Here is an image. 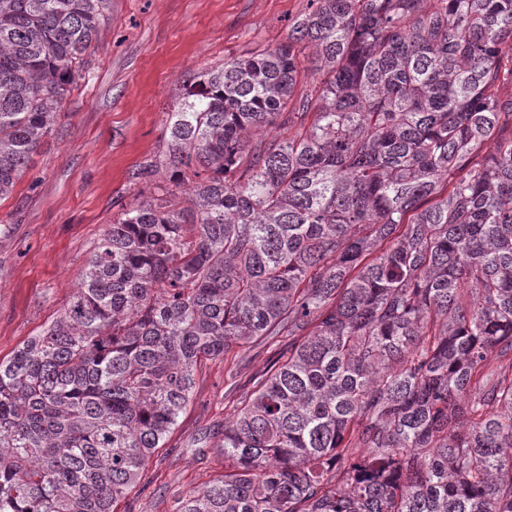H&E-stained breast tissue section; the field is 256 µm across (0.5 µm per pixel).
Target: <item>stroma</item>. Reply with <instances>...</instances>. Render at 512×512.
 Listing matches in <instances>:
<instances>
[{"instance_id":"obj_1","label":"stroma","mask_w":512,"mask_h":512,"mask_svg":"<svg viewBox=\"0 0 512 512\" xmlns=\"http://www.w3.org/2000/svg\"><path fill=\"white\" fill-rule=\"evenodd\" d=\"M307 0H112L89 76L68 98L33 167L0 203V359L39 334L68 302L119 204L137 193V164L162 149L165 114L184 80L225 55L285 41ZM287 338L244 357L206 362L193 399L150 461L148 488L116 512H168L224 473L218 448L194 439L223 425L232 400Z\"/></svg>"}]
</instances>
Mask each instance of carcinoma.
<instances>
[{
    "label": "carcinoma",
    "mask_w": 512,
    "mask_h": 512,
    "mask_svg": "<svg viewBox=\"0 0 512 512\" xmlns=\"http://www.w3.org/2000/svg\"><path fill=\"white\" fill-rule=\"evenodd\" d=\"M110 3L0 0V201ZM308 3L185 86L71 299L0 359V512H115L200 364L283 336L224 478L172 512H512V0Z\"/></svg>",
    "instance_id": "cac0c4a2"
}]
</instances>
